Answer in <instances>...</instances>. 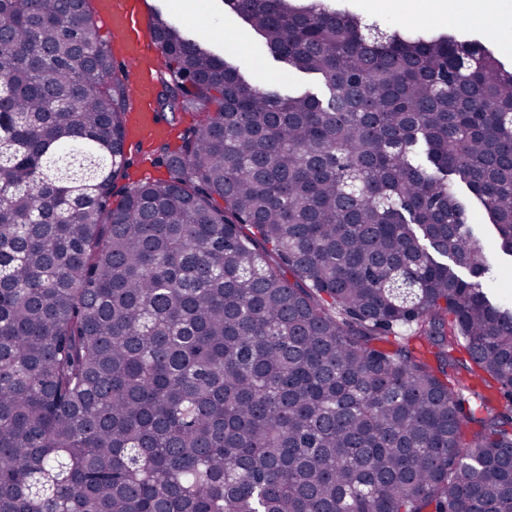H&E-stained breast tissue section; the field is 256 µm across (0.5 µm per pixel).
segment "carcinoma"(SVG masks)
Wrapping results in <instances>:
<instances>
[{"mask_svg":"<svg viewBox=\"0 0 512 512\" xmlns=\"http://www.w3.org/2000/svg\"><path fill=\"white\" fill-rule=\"evenodd\" d=\"M88 2L0 0V512H512V307L456 192L512 256V70L224 0L326 90L282 95L157 12L197 119L118 191ZM131 166L129 169L130 174L135 171L136 177L139 179H165L168 177L167 168L163 160L158 155H153L151 159V166L146 165L143 162L142 156L136 151L131 149L130 155Z\"/></svg>","mask_w":512,"mask_h":512,"instance_id":"1","label":"carcinoma"}]
</instances>
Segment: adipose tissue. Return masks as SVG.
Wrapping results in <instances>:
<instances>
[{
  "mask_svg": "<svg viewBox=\"0 0 512 512\" xmlns=\"http://www.w3.org/2000/svg\"><path fill=\"white\" fill-rule=\"evenodd\" d=\"M379 5L411 21L425 15L448 21L469 18L495 29L503 43L512 42V0H379Z\"/></svg>",
  "mask_w": 512,
  "mask_h": 512,
  "instance_id": "ef3b65f1",
  "label": "adipose tissue"
}]
</instances>
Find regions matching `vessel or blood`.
<instances>
[{
    "mask_svg": "<svg viewBox=\"0 0 512 512\" xmlns=\"http://www.w3.org/2000/svg\"><path fill=\"white\" fill-rule=\"evenodd\" d=\"M99 21L127 65L130 118L138 137L145 142L165 138L168 126L156 108L158 84L154 73L159 60L144 0H100Z\"/></svg>",
    "mask_w": 512,
    "mask_h": 512,
    "instance_id": "1",
    "label": "vessel or blood"
}]
</instances>
